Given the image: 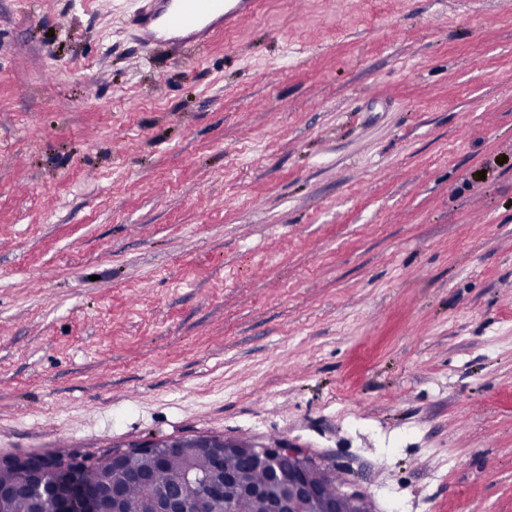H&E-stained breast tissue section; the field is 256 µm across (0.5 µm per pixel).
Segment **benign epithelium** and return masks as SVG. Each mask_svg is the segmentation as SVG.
Listing matches in <instances>:
<instances>
[{
	"mask_svg": "<svg viewBox=\"0 0 512 512\" xmlns=\"http://www.w3.org/2000/svg\"><path fill=\"white\" fill-rule=\"evenodd\" d=\"M204 452L211 460V468L199 473L187 467L174 494L168 488L156 492L159 512H185L186 491L192 490L204 501L225 502V512H234L231 502L225 500L224 468L241 460H251L261 466L273 467L288 460V485L292 495L283 501L280 512H373L368 497L361 491L325 492L327 483L313 485L308 473L323 467L306 448L277 440L247 445L237 440L214 436H198L190 441L181 438L145 440L115 447L93 457L73 453L54 452L23 457L0 456V469L14 473L11 482H0V507L23 492L35 501L36 512H129L123 498L113 490L136 457H148L154 467L161 468L171 456H189ZM89 465L112 474L110 484L100 493L87 491L82 472Z\"/></svg>",
	"mask_w": 512,
	"mask_h": 512,
	"instance_id": "benign-epithelium-1",
	"label": "benign epithelium"
}]
</instances>
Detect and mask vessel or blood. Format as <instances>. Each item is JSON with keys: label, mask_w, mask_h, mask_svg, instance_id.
I'll return each instance as SVG.
<instances>
[{"label": "vessel or blood", "mask_w": 512, "mask_h": 512, "mask_svg": "<svg viewBox=\"0 0 512 512\" xmlns=\"http://www.w3.org/2000/svg\"><path fill=\"white\" fill-rule=\"evenodd\" d=\"M254 8L255 0H148L132 23L147 43L178 53L207 45Z\"/></svg>", "instance_id": "vessel-or-blood-1"}]
</instances>
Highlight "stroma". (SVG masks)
I'll return each mask as SVG.
<instances>
[{
	"label": "stroma",
	"mask_w": 512,
	"mask_h": 512,
	"mask_svg": "<svg viewBox=\"0 0 512 512\" xmlns=\"http://www.w3.org/2000/svg\"><path fill=\"white\" fill-rule=\"evenodd\" d=\"M0 0V455L285 439L512 512V0ZM132 19L141 38L174 53L199 48L240 24L254 11V0H147Z\"/></svg>",
	"instance_id": "stroma-1"
}]
</instances>
